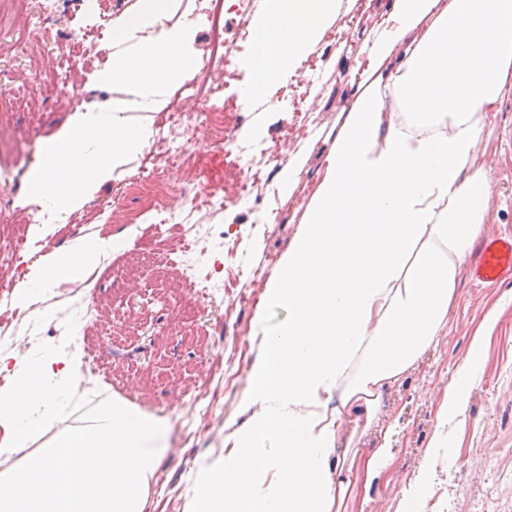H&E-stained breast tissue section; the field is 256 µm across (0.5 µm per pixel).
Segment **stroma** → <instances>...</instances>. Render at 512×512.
Wrapping results in <instances>:
<instances>
[{
  "label": "stroma",
  "instance_id": "1",
  "mask_svg": "<svg viewBox=\"0 0 512 512\" xmlns=\"http://www.w3.org/2000/svg\"><path fill=\"white\" fill-rule=\"evenodd\" d=\"M355 13L354 25L337 21L309 54L319 68L325 94L318 100L313 123L298 126L286 101L299 93L300 68L272 96L275 111L259 104L237 113L236 143L260 176L256 187L259 208L242 205L235 182L240 171L217 146V132L209 123L193 131L200 150L192 154L189 175L163 178L173 204L186 193H218L224 211L198 224L174 231L199 251L197 280L214 286L217 304L192 298L190 283L175 268H160V245L142 214L149 204L137 177L142 157L131 159L94 198L76 211L43 242L27 241L21 252L29 257L40 248L65 246L96 232L117 233L134 228L130 246L106 261L83 281L58 288L46 301L41 321L19 310L8 325L0 349L21 355L38 352L46 344L77 353L83 379L77 393L90 403L117 396L141 410L167 419L169 448L151 484L144 512H188L191 488L200 465L224 455V438L246 416L241 400L248 387L239 360L253 361L258 338L253 334L258 310L271 322L286 320L282 308H264V284L281 255L294 241L301 214L321 181L336 135L357 94L354 75L393 9L394 0H343ZM79 22L67 0H28L19 11L12 0H0V107L9 110V123L0 127V222L27 232L19 202L26 174L36 163L40 145L57 133L77 101L102 103L115 93L85 81V66L102 69L112 47L108 41L79 40ZM72 81L75 98L58 91L61 76ZM490 141L485 171L491 184L486 218L488 234L512 233V93L485 128ZM289 141L286 154H263L264 144ZM297 179L286 180L289 167ZM293 207H286V200ZM107 216L100 223L96 213ZM498 320L483 356L482 371L459 414L447 426L448 448L431 447L439 392L466 357L470 338L489 310ZM81 323L80 339H72L74 323ZM222 349L224 374L214 376L205 359ZM224 386V407L207 413L205 423L187 434L183 419L196 385ZM390 433H382V426ZM385 439L390 461L369 500L355 499L348 512H397L419 469L430 464L427 490L418 512H512V274L498 282L474 284L461 274L457 302L448 326L431 347L391 388L379 424L356 449L374 447Z\"/></svg>",
  "mask_w": 512,
  "mask_h": 512
}]
</instances>
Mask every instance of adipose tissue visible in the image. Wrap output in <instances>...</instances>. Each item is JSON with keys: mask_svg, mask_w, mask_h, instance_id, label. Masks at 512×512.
I'll return each instance as SVG.
<instances>
[{"mask_svg": "<svg viewBox=\"0 0 512 512\" xmlns=\"http://www.w3.org/2000/svg\"><path fill=\"white\" fill-rule=\"evenodd\" d=\"M176 0H136L112 22L113 52L95 84L118 91L107 106L78 105L42 143L24 204L40 241L141 154L151 112L201 65L194 20L170 21ZM342 0H265L249 25L253 51L238 60L244 98L266 103L340 14ZM404 59L378 69L397 45ZM356 96L307 205L299 233L265 284L263 302L288 312L256 319L259 352L242 400L244 426L224 456L197 473L191 512H343L379 479L388 449L350 452L343 434L369 430L384 397L437 343L457 301L463 265L486 231L490 187L478 164L483 118L512 87V0H395ZM132 232L97 233L39 255L13 302L33 319L56 288L124 250ZM487 313L441 397L433 447L480 371ZM0 454L27 448L66 419L81 380L76 354L47 346L16 359L0 353ZM275 442L277 454L265 451Z\"/></svg>", "mask_w": 512, "mask_h": 512, "instance_id": "ef3b65f1", "label": "adipose tissue"}]
</instances>
